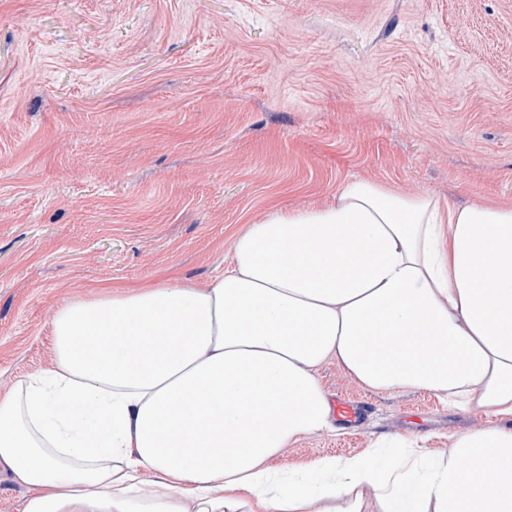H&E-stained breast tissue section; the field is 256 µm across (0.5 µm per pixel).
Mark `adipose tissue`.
I'll use <instances>...</instances> for the list:
<instances>
[{
  "mask_svg": "<svg viewBox=\"0 0 512 512\" xmlns=\"http://www.w3.org/2000/svg\"><path fill=\"white\" fill-rule=\"evenodd\" d=\"M54 367L0 397L22 512H512V205H441L377 181L272 211L201 286L66 302ZM484 414L416 442L271 462L332 427L318 370Z\"/></svg>",
  "mask_w": 512,
  "mask_h": 512,
  "instance_id": "obj_1",
  "label": "adipose tissue"
}]
</instances>
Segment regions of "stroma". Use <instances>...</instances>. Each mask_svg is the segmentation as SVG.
Wrapping results in <instances>:
<instances>
[{"instance_id": "obj_1", "label": "stroma", "mask_w": 512, "mask_h": 512, "mask_svg": "<svg viewBox=\"0 0 512 512\" xmlns=\"http://www.w3.org/2000/svg\"><path fill=\"white\" fill-rule=\"evenodd\" d=\"M353 178L512 202V0H0V395L54 366L66 301L208 284L246 225ZM318 375L370 412L283 475L483 422Z\"/></svg>"}]
</instances>
